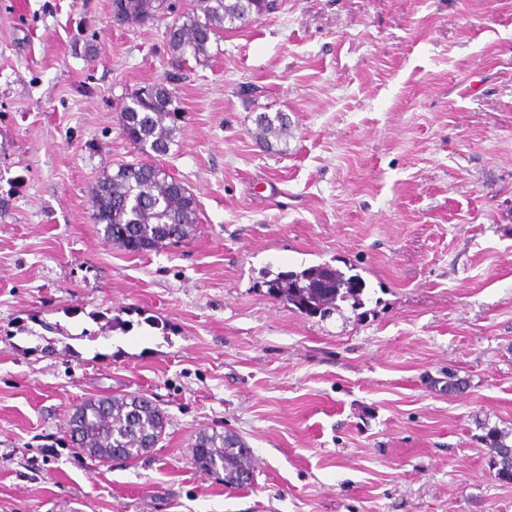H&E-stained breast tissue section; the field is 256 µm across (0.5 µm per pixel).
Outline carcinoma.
<instances>
[{
	"instance_id": "obj_1",
	"label": "carcinoma",
	"mask_w": 512,
	"mask_h": 512,
	"mask_svg": "<svg viewBox=\"0 0 512 512\" xmlns=\"http://www.w3.org/2000/svg\"><path fill=\"white\" fill-rule=\"evenodd\" d=\"M166 0H123L132 17L157 15ZM250 0H193L191 12L180 23L166 28V41L175 55L191 56L196 63L207 62L211 49L226 28L248 21ZM126 139L141 155L135 163L104 171L90 188L94 223L104 225L113 244L132 254H143L182 243L198 223L194 195L178 188L173 175L161 163L181 130L183 112L173 92L162 83L142 87L124 105ZM256 137L272 148L270 139L288 137V114L271 116L262 112L254 119ZM269 294L300 313L327 317L348 302L356 310L363 305L364 282L345 277L323 264L299 271H280L267 281ZM76 427L69 429V442L80 453L100 461L119 455L126 460L140 458L165 434L167 418L145 395L88 398L73 406ZM512 434L491 428L489 467L499 480L512 482ZM195 468L230 488L251 484L254 462L249 448L232 432L214 430L199 433L192 444Z\"/></svg>"
}]
</instances>
